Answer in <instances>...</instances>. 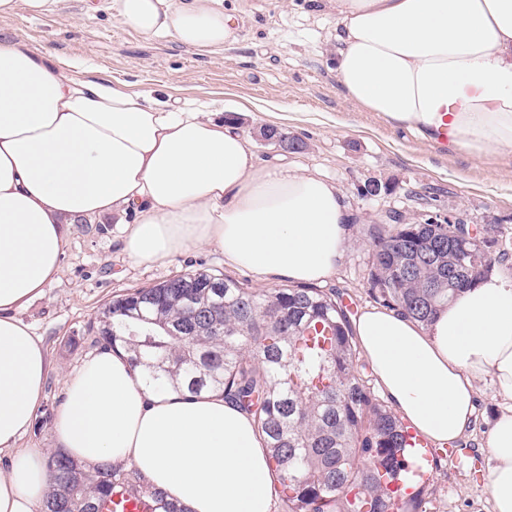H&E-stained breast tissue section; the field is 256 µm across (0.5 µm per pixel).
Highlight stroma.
<instances>
[{
	"label": "stroma",
	"instance_id": "stroma-1",
	"mask_svg": "<svg viewBox=\"0 0 512 512\" xmlns=\"http://www.w3.org/2000/svg\"><path fill=\"white\" fill-rule=\"evenodd\" d=\"M101 2L60 0L49 17L22 12L0 17V36L22 37L82 61L95 77L124 82L131 92L161 89L182 105H242L238 128L252 140L259 165L282 162L313 171L341 192L349 239L339 268L322 288L338 289L351 313L374 303L368 227L382 223L391 210L416 216V193L435 196L437 205L491 226L512 245V152L476 156L463 148L449 150L346 97L334 59L341 28L323 0H224L236 39L216 56L197 55L167 35L143 38L101 9ZM264 125L298 136L306 149L289 153L258 143ZM370 179L390 182L391 192L360 197L359 185ZM124 233L115 217L69 225L57 281L17 314L41 337L51 361L33 425L18 450L54 453L52 422L65 398V378L98 351L89 325L113 296L196 270L224 273L258 292L289 285L230 267L212 247L190 249L165 264H141L125 252ZM497 411L491 380L480 381L473 435L456 443V456H435L422 492L429 512H490L489 457L479 446Z\"/></svg>",
	"mask_w": 512,
	"mask_h": 512
}]
</instances>
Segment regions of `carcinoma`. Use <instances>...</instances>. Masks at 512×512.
Returning a JSON list of instances; mask_svg holds the SVG:
<instances>
[{
    "label": "carcinoma",
    "instance_id": "carcinoma-1",
    "mask_svg": "<svg viewBox=\"0 0 512 512\" xmlns=\"http://www.w3.org/2000/svg\"><path fill=\"white\" fill-rule=\"evenodd\" d=\"M268 134L300 152L305 142L273 126ZM369 271L374 299L422 325L497 263L456 224H421L397 234L374 224ZM98 341L122 346L148 385L189 394L220 391L253 419L289 512H389L387 483L407 467L404 426L367 387L355 364L350 312L339 290L260 293L222 273H185L117 296L105 305ZM45 467L43 512H89L117 492L145 497L155 512H188L137 471L103 461L87 470L56 451Z\"/></svg>",
    "mask_w": 512,
    "mask_h": 512
}]
</instances>
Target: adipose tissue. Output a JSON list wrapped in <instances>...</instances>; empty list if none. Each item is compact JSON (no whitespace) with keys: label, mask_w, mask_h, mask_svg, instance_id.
<instances>
[{"label":"adipose tissue","mask_w":512,"mask_h":512,"mask_svg":"<svg viewBox=\"0 0 512 512\" xmlns=\"http://www.w3.org/2000/svg\"><path fill=\"white\" fill-rule=\"evenodd\" d=\"M343 30L336 72L348 98L392 125L471 154L512 150V0H328ZM123 27L172 36L200 55L236 33L224 0H104ZM71 61L0 37V512H39L51 482L44 451L15 453L50 370L16 311L56 279L67 224L133 214L124 248L162 264L196 246L263 279L322 283L349 239L331 182L258 167L223 114L160 90L72 78ZM384 397L434 444L472 432L477 384L500 399L486 436L491 512H512V278L462 290L421 325L385 307L353 322ZM59 448L83 466L135 469L189 512H275L268 450L252 418L222 394L146 385L105 349L65 383Z\"/></svg>","instance_id":"adipose-tissue-1"}]
</instances>
